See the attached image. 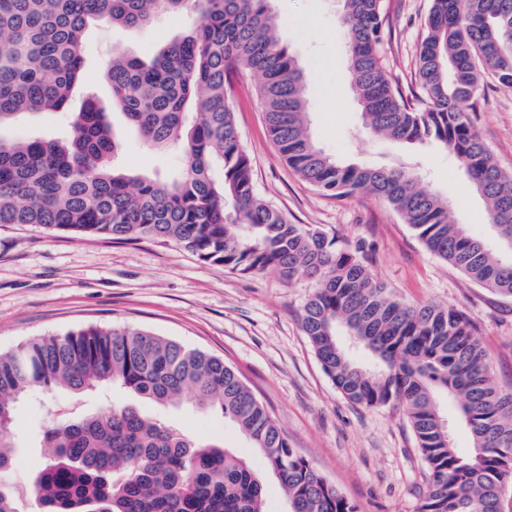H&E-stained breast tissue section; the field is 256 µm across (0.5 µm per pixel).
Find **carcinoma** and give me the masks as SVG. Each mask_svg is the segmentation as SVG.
<instances>
[{
	"label": "carcinoma",
	"mask_w": 512,
	"mask_h": 512,
	"mask_svg": "<svg viewBox=\"0 0 512 512\" xmlns=\"http://www.w3.org/2000/svg\"><path fill=\"white\" fill-rule=\"evenodd\" d=\"M271 0H0V126L67 105L84 67L87 25L144 29L164 14L196 22L150 60L112 55V101L145 144L175 146L173 177L114 163L121 143L89 97L67 137L0 139V224L115 240H172L240 274L273 268L316 288L301 324L323 372L350 402L396 404L429 473L417 512H512V391L496 384L471 319L408 306L368 268L363 244L293 224L256 192L236 127L238 75L257 79L279 156L336 195L366 189L388 203L426 250L474 283L512 298V175L494 163L471 112L484 81L512 87V0H431L406 98L380 53L382 0H344L351 85L365 127L394 143L433 141L456 157L486 201L494 254L448 203L404 167L342 165L309 133L299 61L280 40ZM74 394L119 387L158 404L219 410L266 460L289 512H359L290 446L236 371L150 331L88 327L0 354V471L11 466L16 404L31 389ZM472 446H453L441 401ZM48 462L32 481L40 512H264V476L230 450L193 439L128 405L61 413L43 432Z\"/></svg>",
	"instance_id": "cac0c4a2"
}]
</instances>
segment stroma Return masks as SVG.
Listing matches in <instances>:
<instances>
[{"label":"stroma","instance_id":"1","mask_svg":"<svg viewBox=\"0 0 512 512\" xmlns=\"http://www.w3.org/2000/svg\"><path fill=\"white\" fill-rule=\"evenodd\" d=\"M382 6V59L407 93L416 87V51L430 0H383ZM274 7L286 19L279 30L282 43L306 68L305 98L318 145L346 163L418 168L424 184L448 201L452 219L495 246L485 203L452 155L434 144L399 148L364 128L332 0H275ZM188 30L185 18L172 15L142 30L92 26L84 37L83 76L67 111L22 115L0 127V137H64L71 113L91 95L108 108L109 121L122 137L120 165L167 174L178 163L175 151L146 146L113 108L107 69L114 51L146 58ZM236 98L240 110L235 121L259 196L292 223L346 243H363L371 254V273L401 302L451 307L468 315L496 383L512 390V299L477 285L429 253L400 215L369 191L336 197L301 180L278 157L252 77L240 78ZM474 120L497 166L512 174V88L488 83ZM313 289L312 281L289 282L273 270L230 271L173 242L76 237L34 225H0V352L37 336L90 325L146 329L203 350L235 369L290 446L360 512H416L427 469L415 434L399 408L350 403L324 374L300 323ZM108 399L134 406L189 437L224 444L264 474L266 512H287L286 496L279 480L267 473L264 456L217 411H198L180 401L157 404L121 390L76 395L39 388L16 407L17 448L11 468L0 472V485L14 491L21 512H38L29 484L45 462L39 437L52 423L49 408L91 414Z\"/></svg>","mask_w":512,"mask_h":512}]
</instances>
